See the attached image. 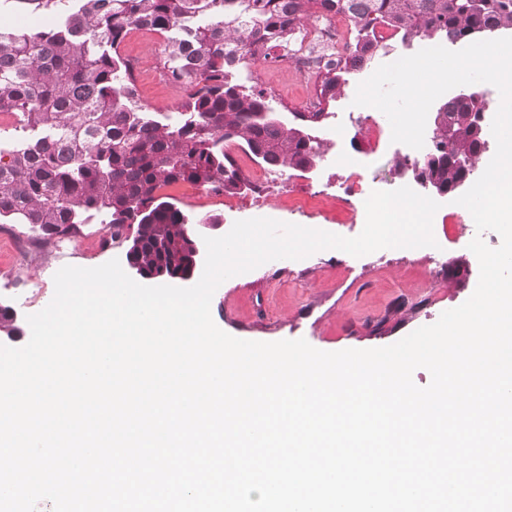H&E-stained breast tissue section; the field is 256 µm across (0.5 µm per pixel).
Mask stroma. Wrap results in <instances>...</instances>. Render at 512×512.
I'll return each instance as SVG.
<instances>
[{
	"label": "stroma",
	"instance_id": "35a3bbf8",
	"mask_svg": "<svg viewBox=\"0 0 512 512\" xmlns=\"http://www.w3.org/2000/svg\"><path fill=\"white\" fill-rule=\"evenodd\" d=\"M164 39L155 31L127 34L120 46L128 61L138 103L151 112H172L186 98V86L172 83L163 69ZM244 85L267 90L276 108L308 106L315 97V79L301 76L289 64L241 69ZM358 163L367 191L395 190L413 182L398 166L403 144L370 146L361 128L349 130L345 144ZM322 159L312 171L284 170V181L264 203L253 193L224 196L189 187L172 188L187 214H219L220 237L235 221L266 217L324 230L344 237L362 231L366 212L360 197L343 191L346 171L335 160L336 140L324 135ZM335 195L321 207L301 210L293 199L308 195L316 183ZM433 219L436 247L381 249L355 257L339 250H322L301 260L280 259L233 276L215 291L211 314L216 325L239 339L275 342L305 339L314 348L336 352L392 345L416 329L434 324L440 315L463 304L475 291L479 264L468 245L476 235L470 212L453 196L440 199ZM125 250L108 242L101 224L81 225L77 235L61 241L27 224H0V299L8 300L19 318L44 309L54 296V275L63 266L91 268ZM459 260V277L448 274L450 260Z\"/></svg>",
	"mask_w": 512,
	"mask_h": 512
}]
</instances>
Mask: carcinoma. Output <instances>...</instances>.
<instances>
[{
	"label": "carcinoma",
	"instance_id": "cac0c4a2",
	"mask_svg": "<svg viewBox=\"0 0 512 512\" xmlns=\"http://www.w3.org/2000/svg\"><path fill=\"white\" fill-rule=\"evenodd\" d=\"M342 17L355 33L341 51L312 49L323 62L317 97L344 94L345 75L386 46L376 28L395 29L401 44L463 42L512 30V0H78L60 24L17 30L0 26V112L19 116L27 135L0 151V224H29L69 237L92 216L110 240L127 246V263L191 278L201 242L197 226L161 188L190 183L206 191L253 190L224 143L237 141L255 162L305 171L320 162L310 131L326 112L273 117L266 90L235 72L276 65L304 49L307 24L328 28ZM171 33L167 77L190 88L178 119L147 112L135 100L119 46L131 26ZM480 91L453 95L434 112L431 147L413 161L417 177L448 191L470 180L486 144ZM0 331L21 335L9 309Z\"/></svg>",
	"mask_w": 512,
	"mask_h": 512
}]
</instances>
